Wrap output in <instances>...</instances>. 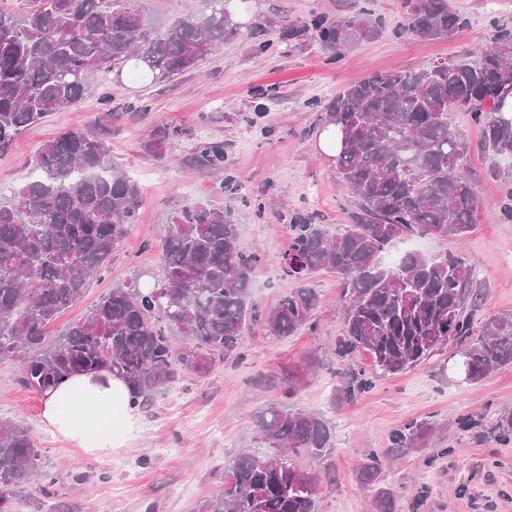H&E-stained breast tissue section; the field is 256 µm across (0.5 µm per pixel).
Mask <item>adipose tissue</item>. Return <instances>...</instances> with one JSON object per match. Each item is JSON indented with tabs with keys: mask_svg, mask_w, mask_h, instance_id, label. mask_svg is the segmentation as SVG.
<instances>
[{
	"mask_svg": "<svg viewBox=\"0 0 512 512\" xmlns=\"http://www.w3.org/2000/svg\"><path fill=\"white\" fill-rule=\"evenodd\" d=\"M132 410L124 380L102 372L73 376L47 391L43 418L66 441L103 454L113 424L127 419Z\"/></svg>",
	"mask_w": 512,
	"mask_h": 512,
	"instance_id": "1",
	"label": "adipose tissue"
}]
</instances>
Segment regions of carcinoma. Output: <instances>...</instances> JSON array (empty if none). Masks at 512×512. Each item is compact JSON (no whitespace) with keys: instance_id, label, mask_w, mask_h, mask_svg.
I'll use <instances>...</instances> for the list:
<instances>
[{"instance_id":"carcinoma-1","label":"carcinoma","mask_w":512,"mask_h":512,"mask_svg":"<svg viewBox=\"0 0 512 512\" xmlns=\"http://www.w3.org/2000/svg\"><path fill=\"white\" fill-rule=\"evenodd\" d=\"M198 17L157 26L141 0H28L22 14L0 11V152L19 134L90 92V76L102 69L144 64L151 81L171 79L225 42L242 34L226 4L212 0ZM405 31L421 40L448 38L466 25L449 0H406ZM365 8L329 23L314 15L288 28V40L310 29L326 47L342 49L374 34ZM512 28L495 27L477 60L447 59L416 71L375 73L341 90L321 121L336 128L340 148L336 179L357 201L351 224L336 234L327 224L299 216L289 225L291 246L279 266L298 282L267 312L252 298L259 251L237 246L234 208L214 202L181 204L162 242L164 278L117 287L83 323L47 339L45 328L105 270L112 252L136 223L137 183L112 163L102 139L81 131L43 145L38 173L0 199V363L18 362L21 383L36 392L82 372L108 370L133 388V404L176 381L184 371L207 373L215 357L247 358L245 336L259 325L266 335L292 336L310 323L318 295L307 280L327 270L341 281L342 358L368 354L369 370L353 373L345 394L356 398L376 382L422 363L439 348L456 345L465 355L469 383L512 365V315L476 318V267L458 252L428 256L408 250L392 265L382 254L414 235L463 239L487 212L512 222ZM465 112L482 131L483 147L496 162L488 171L504 191L491 204L462 174L468 153L451 116ZM196 161L224 168V146L201 140ZM175 329L182 343L168 334ZM463 430L506 445L512 411L458 422ZM269 456H238L226 469L224 488L198 512H317L316 482L293 463L299 453L319 458L331 448L332 430L322 416L270 408L259 417ZM428 424L410 422L392 436V447L415 445ZM382 465L369 454L360 477L375 482ZM36 482L44 512L53 501L56 476L42 470L41 449L30 429L0 420V485L12 500ZM375 512H395L394 494L378 488Z\"/></svg>"}]
</instances>
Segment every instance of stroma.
Returning <instances> with one entry per match:
<instances>
[{"mask_svg":"<svg viewBox=\"0 0 512 512\" xmlns=\"http://www.w3.org/2000/svg\"><path fill=\"white\" fill-rule=\"evenodd\" d=\"M451 3L467 26L447 39L420 41L402 31L405 0H243L241 10L255 29L184 74L152 84L129 68L101 76L76 106L24 131L0 152V194L27 180L43 144L78 130L102 138L111 161L143 195L136 223L100 280L48 326L49 337L83 321L110 289L161 280L163 231L187 201L235 208L240 249L260 248L266 255L253 277V299L262 309L273 308L295 287L277 264L288 250L293 218L308 214L339 231L355 208L318 146L323 104L372 73L417 70L465 54L488 43L494 23H512V12H492L487 0ZM365 6L377 28L374 39L339 51L309 34L287 53L278 44L288 26L314 14L333 21ZM261 41L269 42L267 51H257ZM453 125L469 145L464 175L495 201L501 187L486 176L494 158L483 150L478 128L463 112ZM202 139L223 144V169L193 163ZM230 175L240 183L235 197L220 190ZM419 248L432 256L462 250L478 270L479 317L512 314V223L489 214L463 243L426 236ZM308 283L319 294L310 326L287 338L254 328L245 338L243 362L216 360L208 373L184 374L153 393L137 410L134 429H113L111 455L85 452L52 433L42 418V395L21 384L16 363L0 364V419L33 432L44 471L59 479L62 512H196L223 486L224 468L239 454H267L258 417L278 406L320 414L333 428L329 455L295 459L318 477V512H374L373 489L357 471L371 453L384 459L379 483L395 492L398 512H512V444L484 441L457 426L463 417L512 410V367L458 385L449 371L455 348L447 345L423 365L347 399L344 373L369 367L370 357L336 354L344 301L335 273L322 271ZM411 421L434 430L412 448L391 453L392 433Z\"/></svg>","mask_w":512,"mask_h":512,"instance_id":"1","label":"stroma"}]
</instances>
